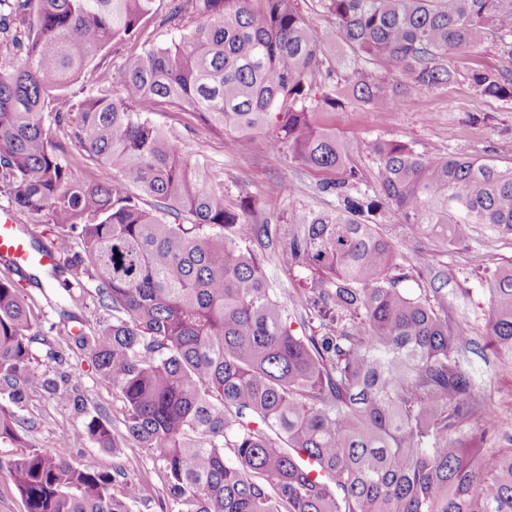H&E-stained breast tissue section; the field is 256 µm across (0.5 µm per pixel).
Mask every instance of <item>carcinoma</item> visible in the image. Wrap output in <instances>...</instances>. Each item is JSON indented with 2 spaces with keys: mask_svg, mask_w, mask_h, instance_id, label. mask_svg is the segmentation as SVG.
Listing matches in <instances>:
<instances>
[{
  "mask_svg": "<svg viewBox=\"0 0 512 512\" xmlns=\"http://www.w3.org/2000/svg\"><path fill=\"white\" fill-rule=\"evenodd\" d=\"M160 2L0 0V187L48 225L50 246H30L56 251L50 276L70 300L112 312L74 343L119 392L125 433L94 416L84 433L117 455L150 452L175 512H512V447L452 437L478 414L503 421L461 362L466 330L403 287L405 244L378 231L386 207L444 245L466 244L472 224L512 231V167L375 139L372 198L325 120L353 102L386 112L402 87H446L459 75L451 58L487 44L498 67L466 76L512 101V0H318L320 30L297 0H172L163 21L179 36L126 53L112 95L93 61L139 38ZM338 40L353 53L346 76L345 58L323 54ZM155 103L331 175L319 189L336 207L295 209L269 233L249 194L226 204L221 176L155 125ZM269 255L298 280L310 333L291 329L288 294L263 271ZM486 291L488 335L512 356V264ZM35 343L48 340L0 277V399L19 404L36 384L83 409L68 375L33 366ZM23 423L0 410V443L21 449L0 467L26 512H132L143 498L120 466L73 465L64 437L53 452L28 445Z\"/></svg>",
  "mask_w": 512,
  "mask_h": 512,
  "instance_id": "1",
  "label": "carcinoma"
}]
</instances>
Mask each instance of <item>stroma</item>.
Wrapping results in <instances>:
<instances>
[{
    "label": "stroma",
    "instance_id": "1",
    "mask_svg": "<svg viewBox=\"0 0 512 512\" xmlns=\"http://www.w3.org/2000/svg\"><path fill=\"white\" fill-rule=\"evenodd\" d=\"M149 115L180 153L223 172L227 202H235L239 191H247L262 213L274 218L302 207L325 210L336 205L334 196L316 191L315 173L289 162L260 140L241 137L231 151L224 135L193 126L190 116L175 108L157 104L150 107ZM330 123L344 140L352 165L361 172L359 190L368 194L377 193L379 185L375 165L364 147L378 138L408 143L419 153L450 151L512 166V101L481 95L464 76L439 89L399 92L390 110L382 114L351 105L336 112ZM286 181L294 183V196L281 194L280 186ZM381 229L393 242L409 240L400 259L411 274L408 291L429 294L447 311L453 325L466 329L470 342L463 358L479 379L482 400L498 413L512 416V357L496 351L490 342L489 299L483 290L496 266L512 263V231L476 224L465 246L447 248L433 236L417 234L390 211L385 213ZM13 279L22 287L49 339L48 344H34L35 367L52 377L70 373L83 396L84 410L75 412L72 406L60 404L42 388L32 386L21 404H6V411L24 418V437L34 447L53 450L60 432L66 429L74 438L69 458L75 466L108 473L122 466L128 479L143 485L149 497L148 504H135L133 512H169L166 478L159 461L139 450L114 455L83 432V421L89 415L100 417L114 435L124 430L117 392L100 384L87 356L69 344L80 325H95L99 311L77 309L62 286H51L48 271L25 270ZM51 347L62 349L65 364L48 358Z\"/></svg>",
    "mask_w": 512,
    "mask_h": 512
}]
</instances>
